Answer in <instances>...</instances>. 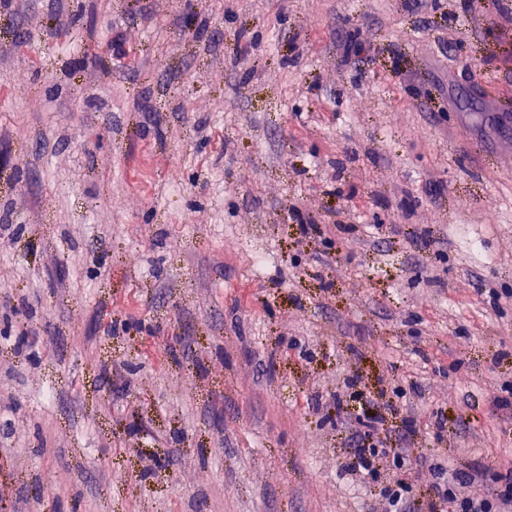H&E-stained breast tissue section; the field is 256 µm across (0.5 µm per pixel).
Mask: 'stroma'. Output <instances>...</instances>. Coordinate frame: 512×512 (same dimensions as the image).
Instances as JSON below:
<instances>
[{
	"label": "stroma",
	"instance_id": "1",
	"mask_svg": "<svg viewBox=\"0 0 512 512\" xmlns=\"http://www.w3.org/2000/svg\"><path fill=\"white\" fill-rule=\"evenodd\" d=\"M511 383L512 0L0 2V512H429ZM392 457L394 463L403 467L405 465V458L400 448H358V462L354 469L361 475L369 476L375 479L378 473L379 462L383 458Z\"/></svg>",
	"mask_w": 512,
	"mask_h": 512
}]
</instances>
